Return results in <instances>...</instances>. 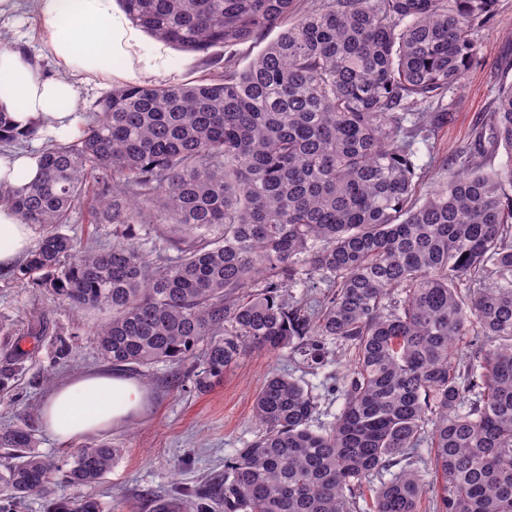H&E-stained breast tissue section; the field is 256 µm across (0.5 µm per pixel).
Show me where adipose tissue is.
Wrapping results in <instances>:
<instances>
[{"mask_svg":"<svg viewBox=\"0 0 512 512\" xmlns=\"http://www.w3.org/2000/svg\"><path fill=\"white\" fill-rule=\"evenodd\" d=\"M38 6L44 44L59 73L43 76L21 52L0 48V111L18 130L38 127L69 135L81 108L75 77L136 79L151 67L137 52L138 29L116 0H38ZM38 173V153H0L1 186L23 189ZM33 246L31 226L0 205V271L12 269ZM147 402L140 380L118 370L91 372L57 386L41 405L39 418L50 436L67 442L102 435L137 417Z\"/></svg>","mask_w":512,"mask_h":512,"instance_id":"ef3b65f1","label":"adipose tissue"}]
</instances>
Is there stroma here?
<instances>
[{
  "label": "stroma",
  "mask_w": 512,
  "mask_h": 512,
  "mask_svg": "<svg viewBox=\"0 0 512 512\" xmlns=\"http://www.w3.org/2000/svg\"><path fill=\"white\" fill-rule=\"evenodd\" d=\"M41 25L36 0H14L10 10L0 13V47L21 51L43 75L52 77L57 67L40 40ZM276 36L270 30L251 43L218 46L205 59L168 46L150 78L162 83L212 79L221 73L214 60L232 55L248 63ZM477 44L480 64L467 70L448 95L451 120L418 152L423 182L444 176L492 111L501 83L512 81V0H497L494 20L478 31ZM61 230L101 247L111 245L113 232L128 231L145 250L176 255L158 238L157 225L98 224L86 207L73 210ZM108 317L104 309H71L52 289L23 286L0 273V375L7 377L0 386V428L22 422L35 427L38 451L56 462L66 461L76 442H57L41 430L39 408L54 387L70 377L107 368L94 331ZM63 344L69 345L71 355L61 363L56 355ZM349 360L347 347L339 343L327 345L318 365L290 348L270 355L253 352L205 392L194 386L200 369L195 358L131 369V376L149 389L151 404L139 420L104 434V441L122 455L92 487V494L104 512H152L155 499L169 497L175 487H197L223 473L225 462L261 431L253 403L272 372L290 375L312 392L317 400L314 426L333 422L339 406L336 378L347 371Z\"/></svg>",
  "instance_id": "stroma-1"
}]
</instances>
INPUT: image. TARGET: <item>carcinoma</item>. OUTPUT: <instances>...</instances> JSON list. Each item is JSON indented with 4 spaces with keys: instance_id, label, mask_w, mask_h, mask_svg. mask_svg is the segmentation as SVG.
Wrapping results in <instances>:
<instances>
[{
    "instance_id": "obj_1",
    "label": "carcinoma",
    "mask_w": 512,
    "mask_h": 512,
    "mask_svg": "<svg viewBox=\"0 0 512 512\" xmlns=\"http://www.w3.org/2000/svg\"><path fill=\"white\" fill-rule=\"evenodd\" d=\"M132 23L183 51L277 37L209 81L112 89L73 139L41 149L26 190L0 204L46 230L13 270L76 310L114 366L201 357L196 385L248 352L288 347L322 362L352 352L336 419L269 376L262 432L193 492L153 512H512V84L448 175L420 191L415 138L451 120L445 97L478 64L475 32L496 0H119ZM17 133L0 112V144ZM504 151L495 167L487 157ZM89 204L98 224H164L174 258L127 234L82 245L58 226ZM320 277L329 296L286 303ZM478 336L457 353L458 342ZM0 512L39 497L51 512H103L54 477L99 482L122 449H76L62 469L26 423L0 430Z\"/></svg>"
}]
</instances>
